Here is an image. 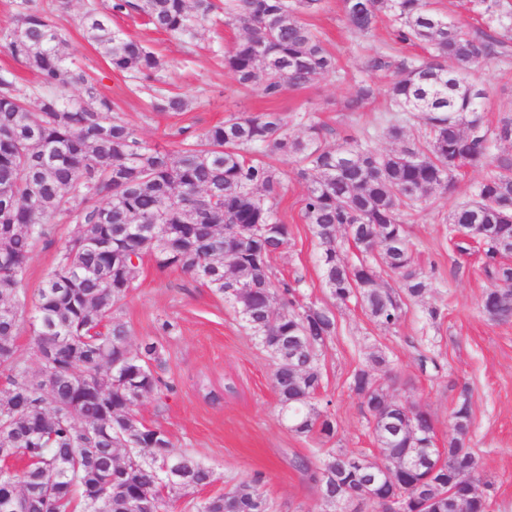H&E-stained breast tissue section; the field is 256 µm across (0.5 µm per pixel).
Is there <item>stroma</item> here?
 Instances as JSON below:
<instances>
[{"label":"stroma","mask_w":512,"mask_h":512,"mask_svg":"<svg viewBox=\"0 0 512 512\" xmlns=\"http://www.w3.org/2000/svg\"><path fill=\"white\" fill-rule=\"evenodd\" d=\"M109 3L39 0L64 34L62 50L68 61L94 78L99 93L144 141L175 150L183 136L201 134L229 116L275 110L287 115L294 136L305 134L302 119L310 116L325 126L327 145L348 134L370 133L378 149H395V141L382 134L389 118L385 80H378L376 94L358 111L346 108L357 94V79L369 56L385 52L402 59L421 53L420 48L393 42L389 19L379 20L371 34L362 36L348 26L341 0H323L319 13L306 22L335 56L336 73L269 99L258 89L238 85L225 69L224 53L241 32L225 26L220 16L189 43L155 30L144 16H114V27L155 51L164 69L149 87L113 71L80 23L87 10L103 12ZM470 78L488 92L487 125L512 114V46L489 64L472 68ZM156 90L185 96L192 105L184 112L152 111L150 96ZM275 165L284 186L277 210L291 236L287 247L272 257L273 270L277 277L300 279L302 302L328 308L336 317V334L320 356L323 382L317 393L319 404L328 405L337 423L331 447L377 456L370 417L349 382L355 369L368 366L371 354L382 353L391 370L376 371V378L395 398L430 414L438 447H447L452 410L461 388H468V443L486 479L480 490L489 512H512V321H491L482 310V297L491 286L484 273V244L472 240L460 251L448 234L449 213L471 199L490 165L463 167L450 191L433 194L405 214L416 265L433 286L423 298L406 302L401 321L390 328L371 320L359 304L331 298L317 245L302 217L306 184L292 160L280 157ZM54 223L55 242L39 243L30 260L29 292H36L54 269L57 241L73 227L64 218ZM432 308L441 312L438 321L428 316ZM116 315L129 327L132 346L162 342L165 364L160 374L174 387L167 398L137 406L138 418L162 427L178 450L216 473L212 485L179 499L172 512H192L191 500L227 491L257 471L264 474L262 490L275 512H328L317 485L293 466L295 456L312 455L319 442L289 430L271 385L273 360L222 296L181 271L160 273L146 261ZM166 320L175 330L163 337L159 327ZM424 358L429 361L425 367L420 364Z\"/></svg>","instance_id":"stroma-1"}]
</instances>
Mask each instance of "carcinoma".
<instances>
[{"label":"carcinoma","mask_w":512,"mask_h":512,"mask_svg":"<svg viewBox=\"0 0 512 512\" xmlns=\"http://www.w3.org/2000/svg\"><path fill=\"white\" fill-rule=\"evenodd\" d=\"M323 0H113L106 13L82 18L87 39L112 69L144 82L157 80L164 63L149 47L112 28V14L135 11L175 39H190L224 10V24L243 32L224 53V68L242 87L267 97L300 88L336 72V59L302 21ZM348 25L366 36L383 16L394 21L399 43L422 45L426 59L394 63L370 56L366 79L348 110L373 94L369 79L391 74L387 96L393 112L423 120L424 133L409 139L401 118L383 130L403 142L381 151L373 136L348 135L324 144V126L308 135L288 134L283 113L232 116L169 151L150 146L124 122L92 79L73 69L61 52L64 36L34 0H22L17 23L0 29V46L37 75L48 90L26 101L14 79L0 73V502L11 512H140L169 504L216 481L214 472L175 449L168 433L139 421L138 403L161 389L163 347L133 348L127 325L114 310L136 288L144 259L165 272L177 268L224 297L274 362L272 383L280 412L300 437L331 440L337 423L314 400L322 385L318 357L336 333L333 313L302 306L293 285L278 280L274 253L288 244L290 229L278 217L282 189L274 155L292 157L307 183L302 208L320 253L330 296L355 300L379 324L396 325L403 297L418 299L432 282L415 265L404 224L406 212L438 190H448L466 165L487 159L489 144L512 142V117L484 124L485 90L473 93L460 80L507 45L499 30H512V12L501 0H475L484 29L461 35L457 23L430 0H342ZM81 89L79 97L71 88ZM190 101L160 95L157 112H182ZM75 220L60 241L59 261L26 309L27 276L35 247L52 236L51 218ZM451 232L465 229L478 240L492 233L512 241V153L493 159V170L474 198L448 215ZM344 230L362 254L342 256ZM485 273L493 281L482 299L493 321L512 317V265L490 245ZM392 273L400 291L381 286ZM35 333L33 353L16 344L25 324ZM350 388L387 420L416 430L392 439L374 421L385 466L423 447L434 430L430 415L390 396L370 370L353 372ZM468 389L453 411L447 461L435 472H395L382 478L381 496L407 494L410 512H423L426 496L448 490L458 465L473 484L484 482L472 448ZM356 453L320 448L298 456L294 467L319 484L323 501L336 504L328 482L341 475L356 486L361 472L347 466ZM181 477L171 481L162 464ZM257 472L230 490L194 503L195 512H271Z\"/></svg>","instance_id":"carcinoma-1"}]
</instances>
